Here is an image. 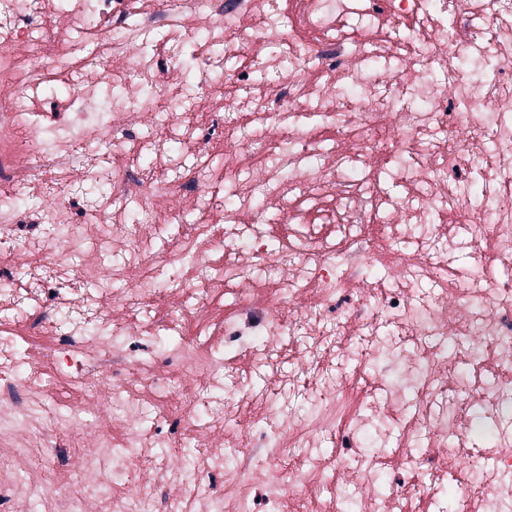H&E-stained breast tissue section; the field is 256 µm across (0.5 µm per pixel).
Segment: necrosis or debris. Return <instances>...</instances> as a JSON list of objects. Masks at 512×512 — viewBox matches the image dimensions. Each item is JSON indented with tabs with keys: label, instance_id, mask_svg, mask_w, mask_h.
Here are the masks:
<instances>
[{
	"label": "necrosis or debris",
	"instance_id": "obj_1",
	"mask_svg": "<svg viewBox=\"0 0 512 512\" xmlns=\"http://www.w3.org/2000/svg\"><path fill=\"white\" fill-rule=\"evenodd\" d=\"M135 2L0 0V512H512V0ZM397 431L427 481L350 497ZM474 443L478 447L491 446L498 433V425L492 419L478 418L473 423Z\"/></svg>",
	"mask_w": 512,
	"mask_h": 512
}]
</instances>
